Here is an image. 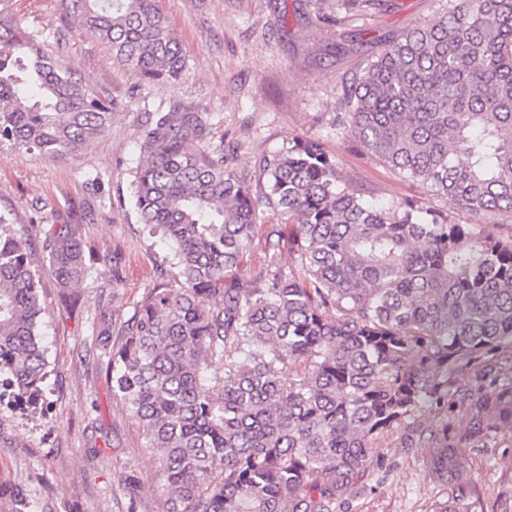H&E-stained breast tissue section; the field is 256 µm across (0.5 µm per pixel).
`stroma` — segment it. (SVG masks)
<instances>
[{
	"instance_id": "1",
	"label": "stroma",
	"mask_w": 512,
	"mask_h": 512,
	"mask_svg": "<svg viewBox=\"0 0 512 512\" xmlns=\"http://www.w3.org/2000/svg\"><path fill=\"white\" fill-rule=\"evenodd\" d=\"M448 0H391L387 11L335 31L311 0H160L185 54L173 87L148 84L113 57L99 37L68 28L61 0H0V19L36 35L51 56L74 64L78 77L107 90L120 107L91 147L61 161L0 148V212L26 228L41 253L52 225L82 218L83 239L100 255L77 288L76 310L59 302L49 262H39V293L49 375L47 408L0 407V512L26 498L30 512H163L168 498L157 453L112 397L94 326L120 327L160 276L167 244L148 234L134 206L132 181L153 112L182 99L209 115L205 151L230 150L233 167L252 175L256 157L294 137L319 139L349 186L384 202L412 201L451 216H472L447 198L429 195L338 134L344 85L385 40L401 36L447 8ZM345 52H335L337 39ZM122 257L113 280L111 253ZM487 373H466L448 388V403L412 419L423 430L447 431L466 468L457 485L469 512H512V428L498 416L512 391V349L486 356ZM405 432L384 434V457L372 459L342 512H442L454 486L434 481L429 451L410 448Z\"/></svg>"
}]
</instances>
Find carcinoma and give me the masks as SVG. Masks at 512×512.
Instances as JSON below:
<instances>
[{"label":"carcinoma","mask_w":512,"mask_h":512,"mask_svg":"<svg viewBox=\"0 0 512 512\" xmlns=\"http://www.w3.org/2000/svg\"><path fill=\"white\" fill-rule=\"evenodd\" d=\"M386 0H334L319 13L341 30ZM64 20L94 31L148 83L175 85L182 46L158 0H64ZM116 103L0 22V148L61 160L95 143ZM337 125L391 170L451 198L476 220L512 215V0H448L351 78ZM193 103L154 113L133 198L169 245L171 277L148 289L111 342L99 327L112 393L158 452L165 512H336L378 440L448 397V382L512 346V235L406 201L350 189L319 140L295 138L254 164L224 153ZM264 267L241 278L256 224ZM290 232H285V225ZM82 219L54 224L47 261L59 285L101 260ZM288 250V270L282 252ZM45 314L27 233L0 214V380L43 403ZM224 375L211 377L213 364ZM429 472L462 470L448 434Z\"/></svg>","instance_id":"1"}]
</instances>
